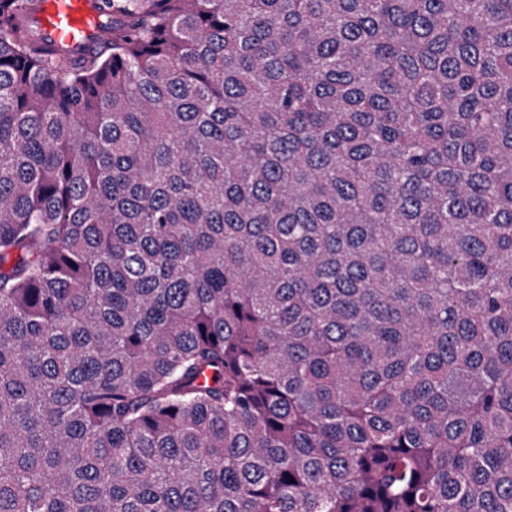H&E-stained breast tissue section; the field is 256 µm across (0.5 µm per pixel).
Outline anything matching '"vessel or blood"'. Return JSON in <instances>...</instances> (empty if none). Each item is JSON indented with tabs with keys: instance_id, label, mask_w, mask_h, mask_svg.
<instances>
[{
	"instance_id": "vessel-or-blood-1",
	"label": "vessel or blood",
	"mask_w": 512,
	"mask_h": 512,
	"mask_svg": "<svg viewBox=\"0 0 512 512\" xmlns=\"http://www.w3.org/2000/svg\"><path fill=\"white\" fill-rule=\"evenodd\" d=\"M21 20L52 48L76 58L92 50L112 28L111 17L97 0H40Z\"/></svg>"
}]
</instances>
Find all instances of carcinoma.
Masks as SVG:
<instances>
[{"label":"carcinoma","instance_id":"cac0c4a2","mask_svg":"<svg viewBox=\"0 0 512 512\" xmlns=\"http://www.w3.org/2000/svg\"><path fill=\"white\" fill-rule=\"evenodd\" d=\"M0 0V512H512V0ZM21 21L52 48L82 57L111 31L112 18L95 0H40Z\"/></svg>","mask_w":512,"mask_h":512}]
</instances>
